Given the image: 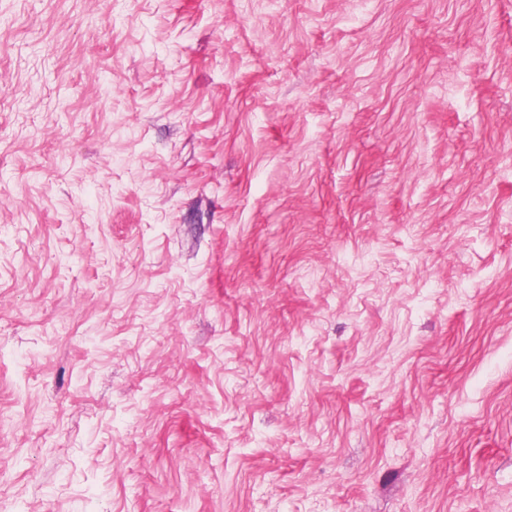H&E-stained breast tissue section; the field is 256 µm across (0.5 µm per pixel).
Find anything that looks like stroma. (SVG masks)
<instances>
[{"label": "stroma", "mask_w": 512, "mask_h": 512, "mask_svg": "<svg viewBox=\"0 0 512 512\" xmlns=\"http://www.w3.org/2000/svg\"><path fill=\"white\" fill-rule=\"evenodd\" d=\"M0 512H512V0H0Z\"/></svg>", "instance_id": "35a3bbf8"}]
</instances>
